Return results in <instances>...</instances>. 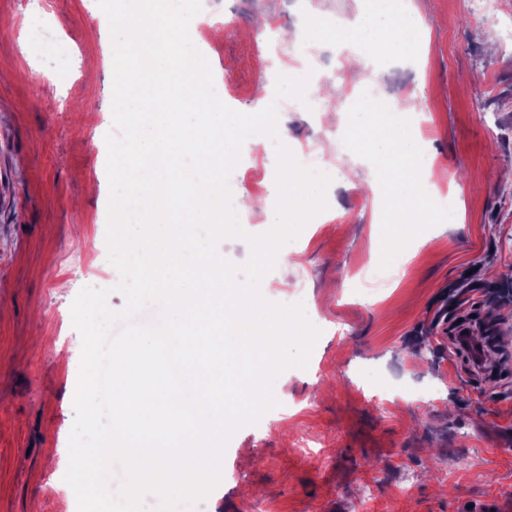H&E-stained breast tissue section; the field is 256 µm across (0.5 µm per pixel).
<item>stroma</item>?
<instances>
[{
    "mask_svg": "<svg viewBox=\"0 0 512 512\" xmlns=\"http://www.w3.org/2000/svg\"><path fill=\"white\" fill-rule=\"evenodd\" d=\"M30 0H0V512H60L68 440L81 375V333L72 306L85 287L107 289L110 310L126 299L108 279L74 278V256L108 259L106 138L118 135L109 83L112 37L98 0H41L44 15L78 56L58 70L52 47L25 45ZM414 16L403 59L378 56L371 70L404 112L429 132L416 140L433 165L464 187L440 188L427 223H409L402 264L357 290L384 243L374 199L353 175L373 170L384 190L395 177L361 157L343 132L366 83L335 78L342 56L324 44L318 77L295 70L275 82L291 32L309 16L345 22L370 0H202L191 39L211 63L227 106L258 112L259 87L290 148L317 143L344 171L315 216L281 253L286 283L268 300L305 295L321 324L306 368L275 380L280 405L241 428L226 448L222 480L195 509L176 512H466L512 505V47L487 48L466 0H406ZM233 29L218 41L211 30ZM244 143L232 194L265 201L243 225L274 224V147ZM497 321L505 352L497 371L476 366L451 331L471 315ZM372 368L398 396L360 393ZM414 471L404 491L399 477Z\"/></svg>",
    "mask_w": 512,
    "mask_h": 512,
    "instance_id": "35a3bbf8",
    "label": "stroma"
}]
</instances>
